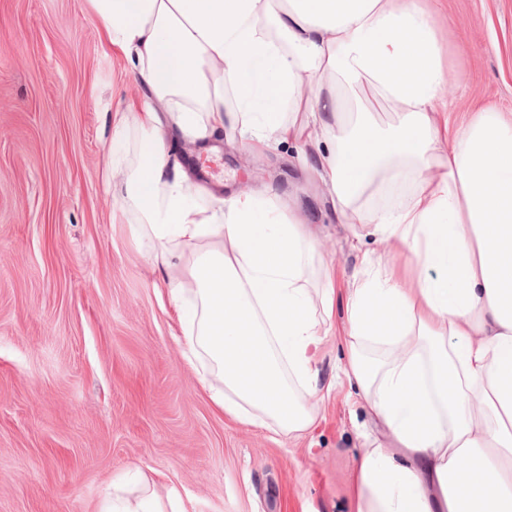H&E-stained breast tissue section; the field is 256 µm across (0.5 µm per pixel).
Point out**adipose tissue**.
Segmentation results:
<instances>
[{"mask_svg": "<svg viewBox=\"0 0 512 512\" xmlns=\"http://www.w3.org/2000/svg\"><path fill=\"white\" fill-rule=\"evenodd\" d=\"M108 47L150 92L115 113L141 130L103 183L151 243L200 384L243 425L318 422L322 325L343 300L344 374L384 429L356 457L351 512H512V115L454 123L420 0H86ZM371 96L389 130L353 112ZM304 112L305 124L288 112ZM229 129L255 150L292 143L337 218L406 247L409 281L354 271L344 296L309 274L318 242L274 192L208 201L170 142ZM335 141L324 154L321 145ZM102 512H181L147 477Z\"/></svg>", "mask_w": 512, "mask_h": 512, "instance_id": "obj_1", "label": "adipose tissue"}]
</instances>
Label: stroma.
<instances>
[{
  "label": "stroma",
  "instance_id": "35a3bbf8",
  "mask_svg": "<svg viewBox=\"0 0 512 512\" xmlns=\"http://www.w3.org/2000/svg\"><path fill=\"white\" fill-rule=\"evenodd\" d=\"M452 119L512 113V0H422ZM147 88L103 46L85 0H0V512H99L141 470L185 512H351V474L379 428L347 381L343 303L318 364L323 419L294 439L236 423L203 393L147 241L110 221L113 112ZM204 188L275 190L308 216L337 281L413 254L337 221L295 149L216 134Z\"/></svg>",
  "mask_w": 512,
  "mask_h": 512
}]
</instances>
